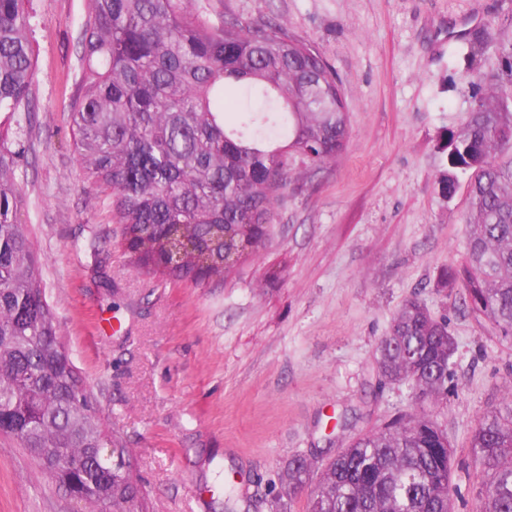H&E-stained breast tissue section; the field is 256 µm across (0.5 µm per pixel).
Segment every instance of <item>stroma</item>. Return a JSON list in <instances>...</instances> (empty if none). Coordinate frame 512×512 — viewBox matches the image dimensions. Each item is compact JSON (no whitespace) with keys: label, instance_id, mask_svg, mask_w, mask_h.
<instances>
[{"label":"stroma","instance_id":"1","mask_svg":"<svg viewBox=\"0 0 512 512\" xmlns=\"http://www.w3.org/2000/svg\"><path fill=\"white\" fill-rule=\"evenodd\" d=\"M211 18L269 20L336 73L350 136L321 169L288 155L259 250L223 280L134 270L110 195L73 150L85 0H30L35 110L18 219L43 265L61 339L108 439L132 448L143 512H270L292 456L326 462L412 411L376 348L420 299L456 344L435 420L453 450L452 512H479L472 432L512 389V339L471 313L445 272L464 265L468 185L439 181L477 75L489 92L512 47V0H198ZM491 47L472 55L483 32ZM100 238L99 252L87 246ZM0 512H77L18 442L0 437Z\"/></svg>","mask_w":512,"mask_h":512}]
</instances>
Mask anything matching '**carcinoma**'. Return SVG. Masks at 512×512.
<instances>
[{
  "label": "carcinoma",
  "mask_w": 512,
  "mask_h": 512,
  "mask_svg": "<svg viewBox=\"0 0 512 512\" xmlns=\"http://www.w3.org/2000/svg\"><path fill=\"white\" fill-rule=\"evenodd\" d=\"M32 12L0 0V434L18 441L84 512L138 498L131 449L107 445L85 383L60 340L41 286L40 257L17 221V172L34 99ZM71 104L74 150L112 192V212L136 267L177 279L224 277V257L257 242L288 185V151L319 168L348 137L347 106L331 66L311 44L270 22L213 21L190 0H89ZM440 193L473 171L470 312L512 336V52L496 94L476 99L450 135ZM380 376L407 384L414 409L353 439L321 471L308 512H451L448 434L427 406L448 383L456 352L446 323L405 303L377 348ZM487 477L480 512H512V392L478 421L471 443ZM296 455L280 468L270 512H288L313 481Z\"/></svg>",
  "instance_id": "obj_1"
}]
</instances>
